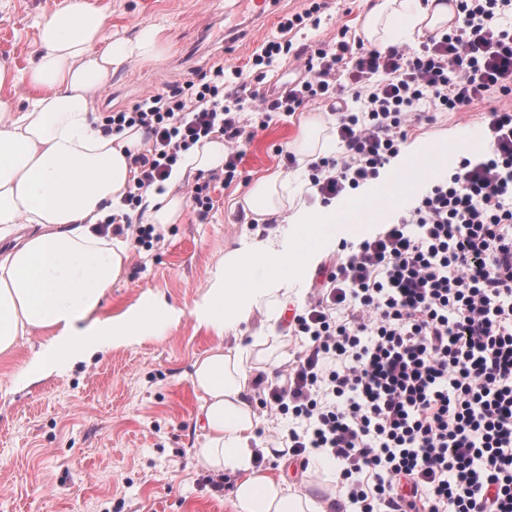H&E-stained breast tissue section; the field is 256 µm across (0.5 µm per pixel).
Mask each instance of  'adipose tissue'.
<instances>
[{"label":"adipose tissue","instance_id":"ef3b65f1","mask_svg":"<svg viewBox=\"0 0 512 512\" xmlns=\"http://www.w3.org/2000/svg\"><path fill=\"white\" fill-rule=\"evenodd\" d=\"M454 16L447 0H377L363 33L370 42L397 45L446 27ZM38 39L41 52L25 75L27 109L0 96V241H15L0 253V354L35 331H49L27 374L31 383L175 327L183 316L153 293L120 315H99L128 258L125 243L101 235L99 224L118 213L134 175L130 155L141 149L144 134L133 127L104 132L93 93L123 64L158 59L159 31L146 27L132 39L103 41L98 9L88 0H69L40 23ZM438 150L435 143L408 144L378 180L384 194L432 178L445 162ZM223 166L222 137L202 139L183 152L162 190L144 198L146 222L178 223L186 175ZM244 206L258 216L287 214L307 247H285L271 236L244 238L219 259L195 300L197 326L216 340L195 359L190 375L204 430L195 458L208 471L235 476V512H327L326 503L284 477L255 468L252 443L261 420L250 399L251 374L268 357L252 345L224 346L223 339L225 329L248 322L255 310L287 307L301 268L315 262L333 235H348L342 218L353 201L325 208L295 203L283 179L270 175L252 185ZM22 223L39 230L19 236Z\"/></svg>","mask_w":512,"mask_h":512}]
</instances>
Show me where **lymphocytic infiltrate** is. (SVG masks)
I'll use <instances>...</instances> for the list:
<instances>
[{"label":"lymphocytic infiltrate","instance_id":"obj_1","mask_svg":"<svg viewBox=\"0 0 512 512\" xmlns=\"http://www.w3.org/2000/svg\"><path fill=\"white\" fill-rule=\"evenodd\" d=\"M318 0L283 16L252 67L291 55L284 89L252 87L244 69L214 66L108 113L105 129L145 133L124 197L136 210L200 139H224L234 177L246 130L311 101L336 118L335 156L309 163L323 203L378 179L426 115L468 113L512 97V0H455L461 25L420 47L335 41L294 48ZM259 114L251 127L243 110ZM489 145L462 157L414 206L337 255L305 315L304 349L261 404L298 422L288 446L342 465L337 495L364 512H512V109L482 114Z\"/></svg>","mask_w":512,"mask_h":512}]
</instances>
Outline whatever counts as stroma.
<instances>
[{
  "mask_svg": "<svg viewBox=\"0 0 512 512\" xmlns=\"http://www.w3.org/2000/svg\"><path fill=\"white\" fill-rule=\"evenodd\" d=\"M60 2L0 0V63L16 77L8 93L18 106H25L29 94L24 72L40 50L38 24ZM92 2L101 13L105 40L130 38L153 26L165 44L159 60L126 64L112 73L95 102L99 113L130 108L217 64L245 66L276 34L282 16L309 6L308 0H276L257 18L240 0ZM373 3L327 0L319 25L302 30L296 44L329 41L344 29L360 37ZM229 29L239 32L231 45L224 42ZM488 108L484 101L464 116L437 115L415 127L411 137L430 144L451 130L478 151L486 141L480 115ZM314 115L325 126L334 122L317 103L287 117L273 115L267 128L242 142L232 182H225L220 170L186 177L187 185L210 186L214 207L207 220L186 205L179 223L161 226L160 239L140 249L129 247L125 276L104 300L102 315L123 312L153 291L183 310L177 327L32 385L22 376L46 332L33 333L11 353L0 354V512H234V476L204 470L194 457L200 400L189 374L214 340L196 329L191 311L220 256L238 247L243 236L272 233L285 243L294 241L286 217L263 218L244 210L242 200L259 177L279 174L288 182L289 197L317 206L306 162L284 164L285 153ZM321 459L317 451L295 457L285 450L257 454L255 465L326 501L335 482L323 472Z\"/></svg>",
  "mask_w": 512,
  "mask_h": 512,
  "instance_id": "35a3bbf8",
  "label": "stroma"
}]
</instances>
